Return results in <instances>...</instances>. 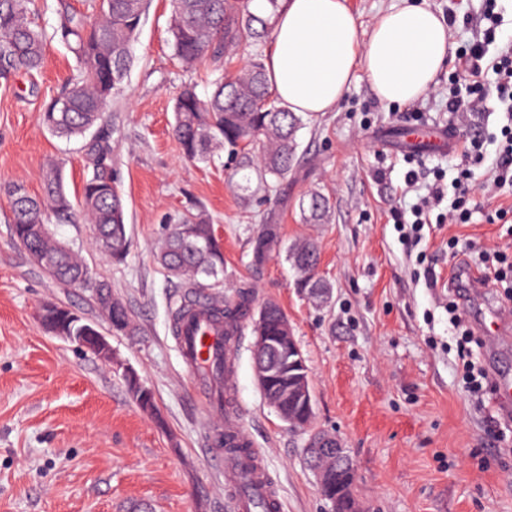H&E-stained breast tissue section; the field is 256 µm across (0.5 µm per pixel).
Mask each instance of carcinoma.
<instances>
[{
    "mask_svg": "<svg viewBox=\"0 0 512 512\" xmlns=\"http://www.w3.org/2000/svg\"><path fill=\"white\" fill-rule=\"evenodd\" d=\"M146 0H101L97 19L88 21L85 13L74 9L66 0H58L53 36L69 46L79 64L77 73L63 91L51 98L42 114L46 126L55 134L71 139L84 135L94 127L101 112L119 91L132 63L130 51L145 10ZM254 0H170L168 27L174 54L186 69H194L203 60L216 67L241 46L254 49L253 58L237 72L220 77L212 93L201 98L192 85H186L175 100L174 132L182 154L189 160L208 162L214 151L224 150L234 161L236 172L249 171L256 176L255 190L251 178L236 184L245 193L268 192L288 177L296 151V132L303 116L279 105L269 86L259 47L269 37L283 0H263L265 8L256 12ZM46 32L35 24L28 0H0V79L17 70L38 69L42 61ZM259 145L258 152L249 147ZM87 175L79 201L72 202L63 182L61 170L49 165L43 173L45 194L41 198L25 194L19 201L15 190L20 183L0 186V193L11 204V234L14 241L28 252L33 261L42 264L48 257L51 265L46 273L69 282L83 274L85 265L71 249L51 236L34 239L28 233L30 224L48 223L53 213L71 222L81 219L97 228L100 249L115 263L126 259L129 237L126 208L115 188L114 160L110 133L96 131L93 140L84 145ZM307 219L320 224L328 219L330 200L319 191L307 195ZM278 226L266 224L257 237L253 265H261L280 251ZM159 266L190 288L224 286V251L213 226L205 219L188 215L167 229L156 253ZM286 260L298 274V287L317 300H324L330 285L317 274L319 252L310 241L294 244L286 251ZM273 310L262 319L251 317V299L243 292L236 301L224 306L216 318L224 320L225 335L239 330V319L250 322L252 334L280 335L286 317L278 303L271 300ZM265 398L276 405L277 412L300 424H311L314 408L298 397L284 398L274 387L264 388Z\"/></svg>",
    "mask_w": 512,
    "mask_h": 512,
    "instance_id": "carcinoma-1",
    "label": "carcinoma"
}]
</instances>
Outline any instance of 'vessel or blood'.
Instances as JSON below:
<instances>
[{"mask_svg": "<svg viewBox=\"0 0 512 512\" xmlns=\"http://www.w3.org/2000/svg\"><path fill=\"white\" fill-rule=\"evenodd\" d=\"M412 149L452 150L455 134L446 129L407 132ZM190 312L173 327L174 341L185 369L208 408L224 406V393L235 383L236 366L231 346L224 336V324L214 319L216 305L207 297L187 295ZM224 431L234 438L235 448L224 452V488L230 496L231 512H278L277 500L262 465V451L234 415H226Z\"/></svg>", "mask_w": 512, "mask_h": 512, "instance_id": "b4317fda", "label": "vessel or blood"}]
</instances>
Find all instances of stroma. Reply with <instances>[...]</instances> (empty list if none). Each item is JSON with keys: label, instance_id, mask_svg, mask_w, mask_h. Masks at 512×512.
<instances>
[{"label": "stroma", "instance_id": "obj_1", "mask_svg": "<svg viewBox=\"0 0 512 512\" xmlns=\"http://www.w3.org/2000/svg\"><path fill=\"white\" fill-rule=\"evenodd\" d=\"M169 16L168 0H148L132 66L100 120L126 205V260L101 253L91 225L49 224L130 314L133 334L107 336L115 365L44 329L40 313L50 304L98 323L104 317L89 291L49 277L16 246L11 206L0 195V512H229L214 462L223 425L205 410L171 335L185 287L154 258L166 225L190 212L213 225L224 247V285L210 297L246 291L253 305L273 300L287 313L310 371L311 429L342 440L363 512H512V420L494 399L469 392L457 367L459 335L448 322L452 300L469 322L487 307L500 309L503 334L474 354L512 374V310L502 289L468 299L459 280L479 252L512 256L506 225L481 218L487 206H512L486 182L511 118L497 109L458 121L448 94L462 78L450 62L425 97L406 104L380 100L356 71L336 110L299 131L298 160L271 202L245 207L230 179L233 161L221 152L209 163L187 160L172 134L181 86L195 84L207 96L218 73L208 61L193 70L177 62ZM75 69L73 54L52 39L40 70L0 84V184L21 182L41 194L42 173L55 162L71 198L79 197L87 172L81 140L59 138L40 121L45 100ZM409 125L450 127L461 138L481 133L486 156L469 183V223L425 225L417 245L397 213L409 212L435 178L451 182L465 160L404 151L399 141ZM412 169L422 180L410 188ZM313 189L332 201L326 223L303 221L300 203ZM266 224L277 225L284 244L318 245L328 302L299 292L284 256L252 267ZM253 343L247 330L233 348L237 380L227 408L264 449L282 512H330L307 466V433L288 429L255 382ZM127 368L153 390L154 413L130 397Z\"/></svg>", "mask_w": 512, "mask_h": 512}]
</instances>
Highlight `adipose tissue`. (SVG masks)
I'll use <instances>...</instances> for the list:
<instances>
[{"instance_id":"ef3b65f1","label":"adipose tissue","mask_w":512,"mask_h":512,"mask_svg":"<svg viewBox=\"0 0 512 512\" xmlns=\"http://www.w3.org/2000/svg\"><path fill=\"white\" fill-rule=\"evenodd\" d=\"M449 27L426 0H402L362 37L347 0H284L265 50L266 72L292 112L336 109L355 70L384 101H416L448 59Z\"/></svg>"}]
</instances>
